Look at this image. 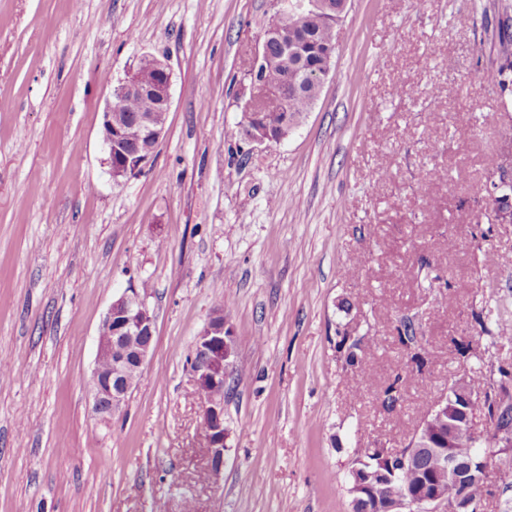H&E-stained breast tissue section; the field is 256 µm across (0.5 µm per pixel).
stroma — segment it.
I'll use <instances>...</instances> for the list:
<instances>
[{"label":"stroma","instance_id":"obj_1","mask_svg":"<svg viewBox=\"0 0 512 512\" xmlns=\"http://www.w3.org/2000/svg\"><path fill=\"white\" fill-rule=\"evenodd\" d=\"M504 4L349 0L317 100L258 145L272 0H0V512H352L363 450L408 441L455 380L512 393V193L484 204L512 177V99L485 80ZM147 53L166 133L116 181L102 113ZM144 281L152 348L105 420L99 327ZM219 306L215 479L188 360Z\"/></svg>","mask_w":512,"mask_h":512}]
</instances>
